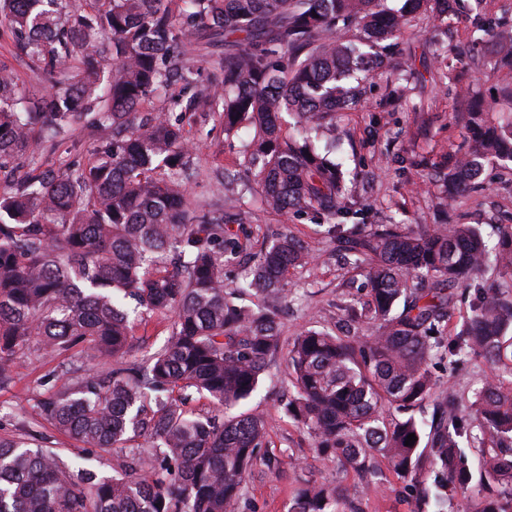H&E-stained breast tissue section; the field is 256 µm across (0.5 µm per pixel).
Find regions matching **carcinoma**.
<instances>
[{"instance_id":"carcinoma-1","label":"carcinoma","mask_w":512,"mask_h":512,"mask_svg":"<svg viewBox=\"0 0 512 512\" xmlns=\"http://www.w3.org/2000/svg\"><path fill=\"white\" fill-rule=\"evenodd\" d=\"M450 0H0V39L31 63L48 90L29 107L0 65V172L34 152L38 127L54 139L93 115L86 161L28 171L0 193V386L14 382L32 337L47 355L81 348L90 369L42 406L70 438L103 452L82 466L73 449L0 437V512H238L245 476L266 446L264 417L236 409L257 389L281 347L277 307L288 270L311 255L280 234L248 279L227 291L224 267L246 249L222 211L198 213L183 175L193 156L186 116L212 112L224 133L253 130L247 159L220 167L229 189L257 187L259 207L315 211L362 270L367 300L345 309L363 334L310 329L289 344L293 394L285 414L314 448L375 489V460L408 482L414 512H447L473 481L475 512H505L512 491V292L476 287L470 313L445 338L453 295L489 260L512 270V228L490 250L473 224L445 230L393 222L355 233L341 165L309 135L362 103L379 44L403 36L420 14L445 22ZM224 46L219 77L197 84L192 46ZM512 65V45L476 64ZM302 126L288 131L285 116ZM469 138L437 167L448 200L479 182L493 158L512 160V113L494 122L474 104ZM255 296L256 307L238 304ZM170 313L165 344L131 359L141 312ZM472 355L491 369L461 405L433 396L430 365ZM222 416H193L196 397ZM429 409L416 417L415 409ZM417 441L407 446L409 434ZM150 443V451L137 441ZM335 487L309 483L289 512H343Z\"/></svg>"}]
</instances>
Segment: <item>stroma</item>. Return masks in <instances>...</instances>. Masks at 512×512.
<instances>
[{"label": "stroma", "instance_id": "1", "mask_svg": "<svg viewBox=\"0 0 512 512\" xmlns=\"http://www.w3.org/2000/svg\"><path fill=\"white\" fill-rule=\"evenodd\" d=\"M433 19L424 17L411 26L403 41L384 50L383 62L366 85L359 110L336 115L334 130H320L315 145H336V160L349 175V201L361 212L365 228L398 220L406 224H475L484 239L496 244L503 228L512 226V163L487 165L479 187L447 201L441 188L425 175L468 136L463 115L473 95H480L492 113L512 110L497 92L512 84V71L477 70L472 58L486 49L512 41V0H461L456 14L448 18V52L459 65L455 83L439 77L429 40ZM193 158L199 173L186 186L191 198L207 210L223 211L228 229L247 233L251 248L225 268L227 287H235L250 272L256 252L282 230L303 241L312 262L288 274V304L280 313L282 341L292 342L304 330H335L342 319L340 305L364 298V278L341 260L343 247L331 242L311 212L288 215L269 213L253 206L251 195L225 192L205 175L215 160L231 168L243 161L247 131L226 136L215 117L194 125ZM94 139L88 128L68 132L63 139L41 143L36 148L43 167H58L60 161L83 160ZM252 209L250 224L236 223L238 211ZM172 317L149 313L137 321L130 342L132 355L143 358L159 349L170 334ZM83 355L71 350L60 356L43 354L31 342L28 357L17 366L16 379L0 389V436L21 437L49 448L72 447V440L40 414L42 403L60 388L68 371L79 368ZM437 392L454 391L471 399L490 375L478 357L449 364L437 356L430 367ZM289 396L285 352L272 356L253 396L243 410L260 413L267 425L268 446L261 449L251 468L239 512H289L298 491L309 483L338 487L358 512H413L408 485L386 463H379L377 489L363 491L353 472L338 462L318 457L307 430L283 413Z\"/></svg>", "mask_w": 512, "mask_h": 512}]
</instances>
